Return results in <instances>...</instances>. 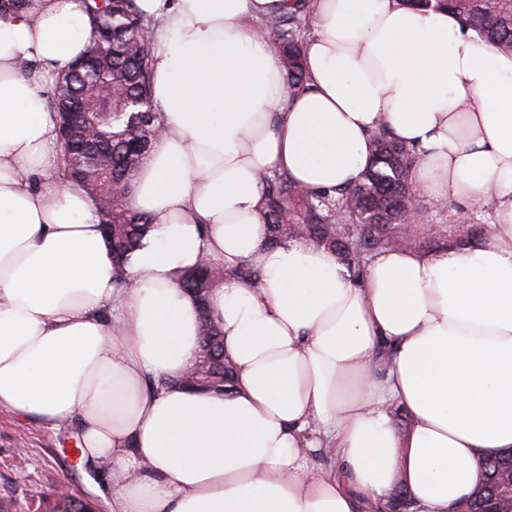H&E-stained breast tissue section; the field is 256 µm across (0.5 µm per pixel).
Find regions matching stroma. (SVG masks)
Segmentation results:
<instances>
[{"instance_id": "1", "label": "stroma", "mask_w": 512, "mask_h": 512, "mask_svg": "<svg viewBox=\"0 0 512 512\" xmlns=\"http://www.w3.org/2000/svg\"><path fill=\"white\" fill-rule=\"evenodd\" d=\"M78 431L74 421L51 429L0 412V503L10 512H51L64 484L101 508L97 473L81 463L76 449Z\"/></svg>"}]
</instances>
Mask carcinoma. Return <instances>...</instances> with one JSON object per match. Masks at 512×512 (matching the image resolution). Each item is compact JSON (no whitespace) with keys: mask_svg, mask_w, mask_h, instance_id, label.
<instances>
[{"mask_svg":"<svg viewBox=\"0 0 512 512\" xmlns=\"http://www.w3.org/2000/svg\"><path fill=\"white\" fill-rule=\"evenodd\" d=\"M444 5L463 27L512 53V0H444ZM84 8L94 31L87 51L96 48L102 34L109 40L103 42L94 68L80 76L68 68L55 78L46 102L58 114L60 133L70 99L78 96L84 104L85 112L69 128L68 137L89 145L91 151L74 167L61 156L62 170L92 198L106 231L116 286L126 288L125 267L155 228L151 217L129 206L136 173L163 132L161 113L151 100L150 24L135 0H84ZM312 12V0H295L293 9L267 25L274 33L273 47L283 55L288 82L298 87L305 82L301 31ZM374 143V159L362 182L334 195L309 194L285 174L263 178L270 239L278 243L307 237L341 250L358 264L400 244L398 227L406 223L409 200L417 198L410 177L417 156L384 130L375 135ZM223 282L224 267L215 263L191 267L181 276L180 287L201 306L199 351L193 367L170 383L182 386L189 378L198 389L222 392L232 379L224 336L207 312L211 291Z\"/></svg>","mask_w":512,"mask_h":512,"instance_id":"cac0c4a2","label":"carcinoma"}]
</instances>
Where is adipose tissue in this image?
Here are the masks:
<instances>
[{
    "label": "adipose tissue",
    "instance_id": "ef3b65f1",
    "mask_svg": "<svg viewBox=\"0 0 512 512\" xmlns=\"http://www.w3.org/2000/svg\"><path fill=\"white\" fill-rule=\"evenodd\" d=\"M136 4L167 133L135 178L156 229L126 288L40 87L93 38L83 4L0 13V411L78 421L105 512H366L397 495L455 512L512 448V53L444 9L314 0L294 90L264 27L288 0ZM382 130L416 151L419 195L484 204L488 233L359 266L271 244L262 176L353 187ZM204 256L228 273L210 298L222 393L171 383L198 352L178 281Z\"/></svg>",
    "mask_w": 512,
    "mask_h": 512
}]
</instances>
